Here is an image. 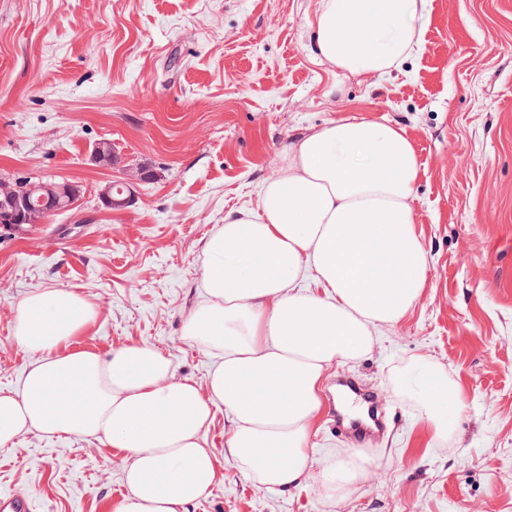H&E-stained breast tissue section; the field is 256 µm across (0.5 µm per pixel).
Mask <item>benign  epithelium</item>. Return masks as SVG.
Segmentation results:
<instances>
[{"label":"benign epithelium","instance_id":"1","mask_svg":"<svg viewBox=\"0 0 512 512\" xmlns=\"http://www.w3.org/2000/svg\"><path fill=\"white\" fill-rule=\"evenodd\" d=\"M94 161L98 166L110 168L116 162V155L110 143L101 144L94 152ZM114 184L105 183L98 197L106 209L125 208L132 204L130 196L118 198L113 192ZM40 191L41 197L63 199L68 206L74 205L82 196V186L73 181L63 183L47 182L34 187L20 179H0V231H25L38 224L45 223L49 210L33 203L31 196Z\"/></svg>","mask_w":512,"mask_h":512}]
</instances>
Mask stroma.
<instances>
[{"label": "stroma", "mask_w": 512, "mask_h": 512, "mask_svg": "<svg viewBox=\"0 0 512 512\" xmlns=\"http://www.w3.org/2000/svg\"><path fill=\"white\" fill-rule=\"evenodd\" d=\"M318 0H0V179L79 182L71 214L0 237V391L39 356L15 336L31 292L68 289L96 318L74 351L147 343L205 385L215 351L183 336L204 301V244L256 209L300 136L352 115L405 129L420 166L413 202L427 261L420 299L376 349L333 365L386 414L369 474L329 502L315 474L345 453L333 408L310 440L314 474L291 491L245 479L223 406L203 435L216 480L186 512H512V0H427L423 49L383 78L342 74L309 50ZM107 138L121 162L91 161ZM146 167L128 209L99 186ZM463 408L444 440L419 412L423 361ZM129 460L96 439L21 434L0 446V492L36 512H116Z\"/></svg>", "instance_id": "35a3bbf8"}]
</instances>
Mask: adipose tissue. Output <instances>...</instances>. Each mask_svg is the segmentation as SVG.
Here are the masks:
<instances>
[{
	"label": "adipose tissue",
	"mask_w": 512,
	"mask_h": 512,
	"mask_svg": "<svg viewBox=\"0 0 512 512\" xmlns=\"http://www.w3.org/2000/svg\"><path fill=\"white\" fill-rule=\"evenodd\" d=\"M426 6L320 0L310 49L337 70L388 75L420 50L412 19ZM419 175L409 138L390 122L352 115L291 144L256 210L225 215L205 244L206 298L183 326L220 355L203 389L148 344L65 352L95 307L72 290L31 293L15 336L41 359L19 390L0 391V445L30 430L95 438L132 460L117 512H186L216 478L201 433L220 403L241 474L282 491L302 486L327 371L369 354L426 286L412 208ZM445 384L436 370L423 389L437 438L448 431ZM364 463L356 453L324 461L327 496L348 498Z\"/></svg>",
	"instance_id": "adipose-tissue-1"
}]
</instances>
